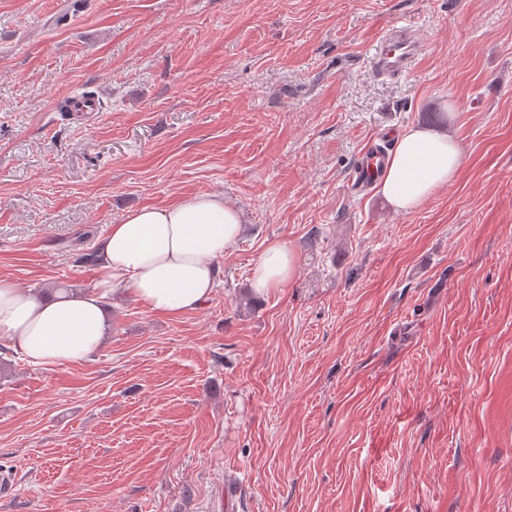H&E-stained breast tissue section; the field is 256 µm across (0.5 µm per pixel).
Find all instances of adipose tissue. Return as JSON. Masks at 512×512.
I'll list each match as a JSON object with an SVG mask.
<instances>
[{"label":"adipose tissue","mask_w":512,"mask_h":512,"mask_svg":"<svg viewBox=\"0 0 512 512\" xmlns=\"http://www.w3.org/2000/svg\"><path fill=\"white\" fill-rule=\"evenodd\" d=\"M462 159L450 134L408 127L387 160L380 190L395 210L412 212L456 179ZM242 233L239 210L218 193L133 210L103 237L91 289L41 295L0 277V339L35 367L81 363L108 334L105 301L113 291L129 290L155 313L197 309L215 292L218 259ZM296 263L286 243L269 244L252 270V288L263 294L285 284Z\"/></svg>","instance_id":"ef3b65f1"}]
</instances>
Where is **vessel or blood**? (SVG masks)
Returning <instances> with one entry per match:
<instances>
[{
    "label": "vessel or blood",
    "mask_w": 512,
    "mask_h": 512,
    "mask_svg": "<svg viewBox=\"0 0 512 512\" xmlns=\"http://www.w3.org/2000/svg\"><path fill=\"white\" fill-rule=\"evenodd\" d=\"M421 51V42L410 28L394 26L381 32L378 46L370 60L375 76L389 81H397L413 68ZM387 155L373 148L362 156L361 166L356 173L358 185L367 187L373 184L386 167Z\"/></svg>",
    "instance_id": "b4317fda"
}]
</instances>
